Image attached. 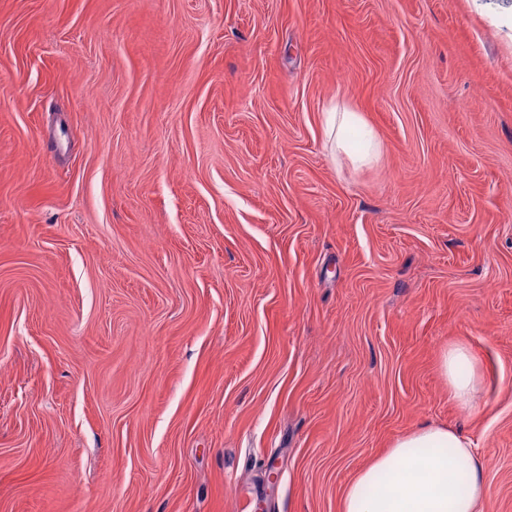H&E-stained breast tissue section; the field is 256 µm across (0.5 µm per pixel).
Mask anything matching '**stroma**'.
Listing matches in <instances>:
<instances>
[{"instance_id":"obj_1","label":"stroma","mask_w":512,"mask_h":512,"mask_svg":"<svg viewBox=\"0 0 512 512\" xmlns=\"http://www.w3.org/2000/svg\"><path fill=\"white\" fill-rule=\"evenodd\" d=\"M426 423L512 512V0H0V512H339ZM324 125L326 134L332 139L335 135L336 149H346L347 135L354 127H362L365 133L363 150L353 158L357 162H366L375 158L379 153V143L373 132L366 129V124L357 112L344 110V112H325ZM441 371L448 383V398L462 409L469 408L482 386V375L470 347L459 341L441 357Z\"/></svg>"}]
</instances>
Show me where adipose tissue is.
Returning a JSON list of instances; mask_svg holds the SVG:
<instances>
[{"mask_svg":"<svg viewBox=\"0 0 512 512\" xmlns=\"http://www.w3.org/2000/svg\"><path fill=\"white\" fill-rule=\"evenodd\" d=\"M441 371L448 397L466 409L482 386L470 347L446 349ZM486 462L450 427L426 425L395 440L347 485L341 512H482Z\"/></svg>","mask_w":512,"mask_h":512,"instance_id":"obj_1","label":"adipose tissue"}]
</instances>
